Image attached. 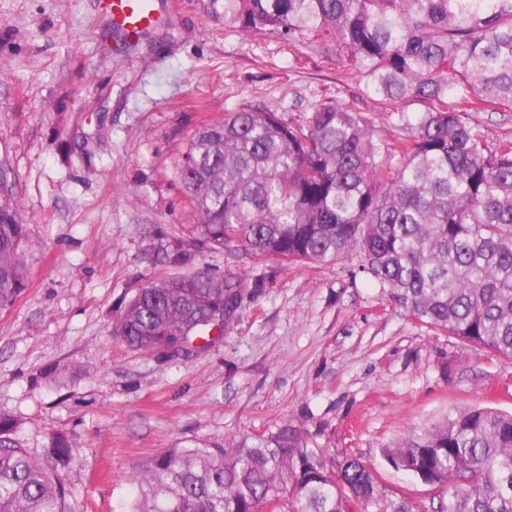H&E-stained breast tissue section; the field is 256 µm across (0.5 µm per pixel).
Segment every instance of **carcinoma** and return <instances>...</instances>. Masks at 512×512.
<instances>
[{"label":"carcinoma","mask_w":512,"mask_h":512,"mask_svg":"<svg viewBox=\"0 0 512 512\" xmlns=\"http://www.w3.org/2000/svg\"><path fill=\"white\" fill-rule=\"evenodd\" d=\"M247 34L334 45L367 92L428 104L398 113L390 147L363 114L327 97L298 125L268 109L230 112L191 135L178 179L213 250L330 264L354 255L411 319L512 359V142L490 145L467 112H512V0H201ZM399 157L392 163L391 156ZM26 225L0 158V307L26 287ZM244 277L205 271L150 282L112 334L157 352L209 336ZM0 416V512H72L76 460L54 434L34 456ZM442 490L434 512H512V413L469 406L382 448ZM118 512H354L378 497L359 458L328 466L294 429L170 448L134 477Z\"/></svg>","instance_id":"carcinoma-1"}]
</instances>
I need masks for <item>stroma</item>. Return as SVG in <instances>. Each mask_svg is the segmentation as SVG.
Listing matches in <instances>:
<instances>
[{"instance_id": "obj_1", "label": "stroma", "mask_w": 512, "mask_h": 512, "mask_svg": "<svg viewBox=\"0 0 512 512\" xmlns=\"http://www.w3.org/2000/svg\"><path fill=\"white\" fill-rule=\"evenodd\" d=\"M168 26L112 52L95 0H0V157L27 226L26 289L0 308V414L40 453L78 451L76 512H115L167 448L298 431L369 465L382 512H432L438 489L381 455L471 405L512 412V360L406 317L355 257L332 264L200 248L176 163L203 123L261 107L295 124L330 96L398 139L420 103L367 95L339 55L242 34L169 0ZM247 286L221 339L190 358L135 351L112 324L138 288L199 270Z\"/></svg>"}]
</instances>
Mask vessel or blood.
I'll return each mask as SVG.
<instances>
[{
	"mask_svg": "<svg viewBox=\"0 0 512 512\" xmlns=\"http://www.w3.org/2000/svg\"><path fill=\"white\" fill-rule=\"evenodd\" d=\"M96 11L112 32L114 46L131 50L163 19V0H96Z\"/></svg>",
	"mask_w": 512,
	"mask_h": 512,
	"instance_id": "vessel-or-blood-1",
	"label": "vessel or blood"
}]
</instances>
